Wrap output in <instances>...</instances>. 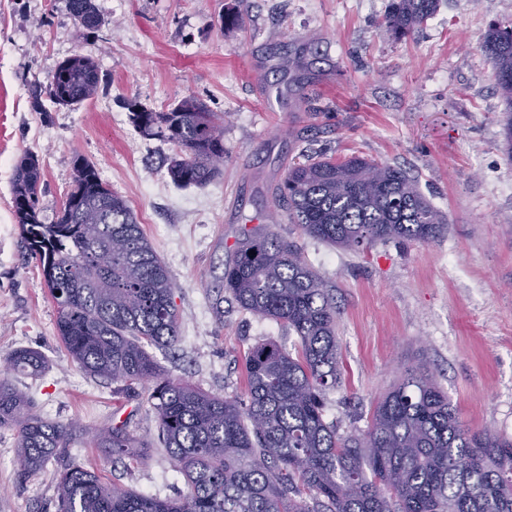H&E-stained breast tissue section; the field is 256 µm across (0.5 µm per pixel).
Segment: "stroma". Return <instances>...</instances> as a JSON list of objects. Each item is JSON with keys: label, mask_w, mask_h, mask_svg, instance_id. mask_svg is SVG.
<instances>
[{"label": "stroma", "mask_w": 512, "mask_h": 512, "mask_svg": "<svg viewBox=\"0 0 512 512\" xmlns=\"http://www.w3.org/2000/svg\"><path fill=\"white\" fill-rule=\"evenodd\" d=\"M102 19L79 36L65 0H0V359L28 347L44 373H16L40 417L74 424L64 449L116 482L162 499L183 483L157 447L150 384L91 377L56 332V305L15 223L11 182L24 152L44 169L46 213L60 206L76 156L135 212L175 285L180 342L154 356L175 382L243 395L244 353L295 334L242 311L222 288L243 229L276 218L321 275L339 311L342 375L325 392V419L342 434L405 369L424 366L471 429L512 437V161L502 146L503 101L479 48L490 25L512 24V0H442L412 35L381 24L390 0H93ZM241 15L242 25L223 17ZM93 59L95 99L31 107L68 57ZM306 67L286 71L284 59ZM201 97L224 115V165L203 187H176L173 148L142 137L127 102L161 112ZM358 154L415 176L446 218L435 242L378 241L341 249L304 235L274 209L276 189L301 156ZM124 421L149 443L137 464L112 463L95 434ZM57 462L22 476L15 433L0 429V512H56Z\"/></svg>", "instance_id": "stroma-1"}]
</instances>
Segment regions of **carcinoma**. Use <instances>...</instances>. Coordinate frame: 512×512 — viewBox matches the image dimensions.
Masks as SVG:
<instances>
[{
    "label": "carcinoma",
    "mask_w": 512,
    "mask_h": 512,
    "mask_svg": "<svg viewBox=\"0 0 512 512\" xmlns=\"http://www.w3.org/2000/svg\"><path fill=\"white\" fill-rule=\"evenodd\" d=\"M439 0H391L382 28L405 36ZM83 35L102 19L92 0H67ZM480 50L506 105L504 152L512 160V25L489 27ZM100 88L96 62L75 54L48 77L45 93L79 106ZM148 139L172 144L167 173L178 186H205L224 163V113L190 96L166 112L129 104ZM43 168L18 160L12 203L19 233L38 260L57 306V335L87 374L112 382H151L157 440L186 485L175 499L108 484L68 460L56 473L57 512H512V440L461 421L432 375L408 368L375 405L369 427L341 435L324 419L322 393L341 379L337 311L325 282L297 245L269 230L244 231L224 265L222 288L237 306L288 327L292 354L273 341L244 362L245 398L208 393L160 372L149 348L180 340L174 284L126 200L93 161H74L71 190L51 220L40 205ZM275 206L304 234L339 248L376 241L430 243L446 219L406 170L372 159L315 157L288 168ZM255 254H249V251ZM7 369L40 375L41 353L19 348ZM32 402L0 378V428L15 431L23 476L38 474L67 447L76 427L31 412ZM115 460L139 462L149 445L126 424L97 434Z\"/></svg>",
    "instance_id": "1"
}]
</instances>
